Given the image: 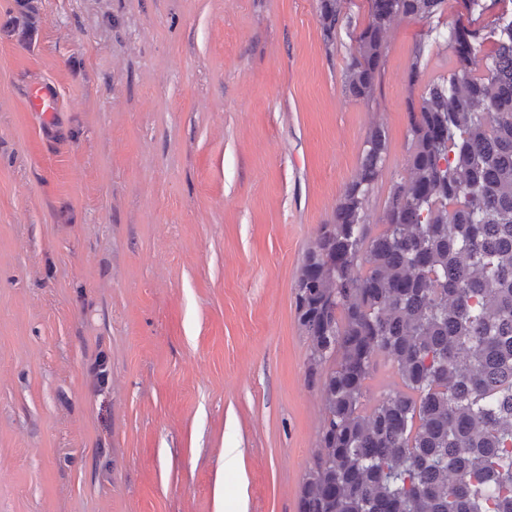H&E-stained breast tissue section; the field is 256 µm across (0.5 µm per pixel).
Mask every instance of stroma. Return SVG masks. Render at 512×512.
<instances>
[{"label":"stroma","mask_w":512,"mask_h":512,"mask_svg":"<svg viewBox=\"0 0 512 512\" xmlns=\"http://www.w3.org/2000/svg\"><path fill=\"white\" fill-rule=\"evenodd\" d=\"M38 8L29 44L0 0V512H297L325 416L303 256L377 125L381 230L453 58L435 32L491 13L396 19L366 102L344 68L368 0L329 41L317 0Z\"/></svg>","instance_id":"obj_1"}]
</instances>
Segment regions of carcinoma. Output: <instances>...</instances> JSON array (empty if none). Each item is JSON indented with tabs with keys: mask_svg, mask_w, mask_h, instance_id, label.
Listing matches in <instances>:
<instances>
[{
	"mask_svg": "<svg viewBox=\"0 0 512 512\" xmlns=\"http://www.w3.org/2000/svg\"><path fill=\"white\" fill-rule=\"evenodd\" d=\"M369 3L344 73L362 101L390 23L447 0ZM318 22L327 38L351 25L345 0H318ZM447 41L454 66L410 108V176L383 229L365 215L388 150L376 126L302 262L295 309L326 413L299 512H512V12ZM378 358L399 389L368 409Z\"/></svg>",
	"mask_w": 512,
	"mask_h": 512,
	"instance_id": "carcinoma-1",
	"label": "carcinoma"
}]
</instances>
